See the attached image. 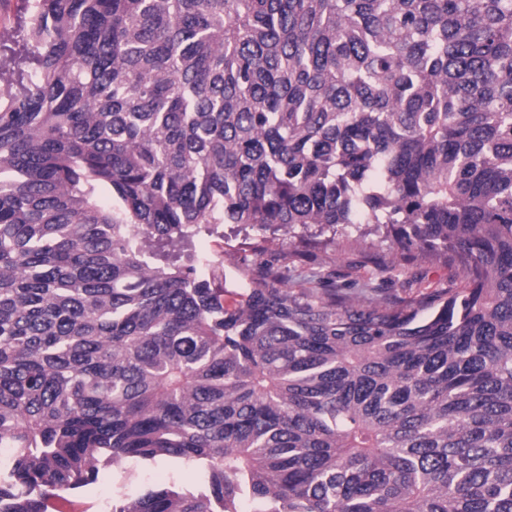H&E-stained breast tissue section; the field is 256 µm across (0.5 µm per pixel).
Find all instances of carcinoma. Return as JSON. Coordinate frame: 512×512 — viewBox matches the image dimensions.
Segmentation results:
<instances>
[{"instance_id":"cac0c4a2","label":"carcinoma","mask_w":512,"mask_h":512,"mask_svg":"<svg viewBox=\"0 0 512 512\" xmlns=\"http://www.w3.org/2000/svg\"><path fill=\"white\" fill-rule=\"evenodd\" d=\"M0 59V512H512V0H26ZM392 240L411 301L198 272L201 231ZM109 476L112 493L118 492L135 497L155 485L177 484L192 489L199 483V475L186 467L159 461L151 465H139L125 460L119 466L100 468L97 480L77 493L67 495L66 501L57 503V512H110L112 499L104 502L101 495V481Z\"/></svg>"}]
</instances>
